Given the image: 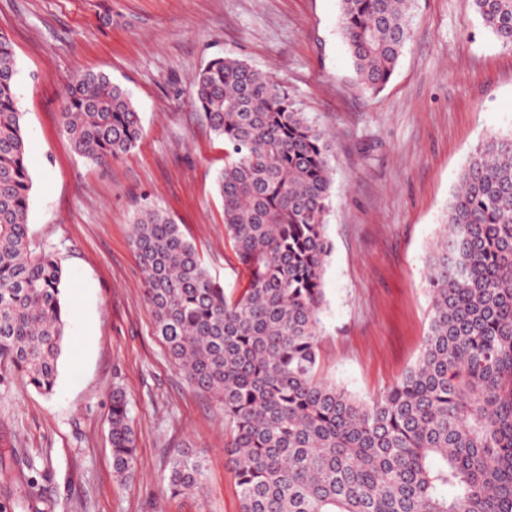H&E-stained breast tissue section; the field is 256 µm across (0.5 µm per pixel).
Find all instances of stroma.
Returning <instances> with one entry per match:
<instances>
[{"label": "stroma", "instance_id": "obj_1", "mask_svg": "<svg viewBox=\"0 0 512 512\" xmlns=\"http://www.w3.org/2000/svg\"><path fill=\"white\" fill-rule=\"evenodd\" d=\"M338 0H0V32L18 63L19 110L33 179L29 227L63 271L67 311L57 386L0 384V505L29 512H239L224 445V408L190 387L153 334L144 274L130 245L151 199L179 224L226 293L246 274L224 234L215 185L224 144L191 104L193 79L230 55L275 74L332 146L333 249L323 275L320 374L363 401L418 358L431 298L426 260L477 144L512 132V51L483 27L473 0H413L414 37L384 89L364 93L337 26ZM128 89L138 146L99 165L72 151L63 93L83 72ZM127 394L138 466L112 465L113 386ZM204 460L194 494L170 497L178 452Z\"/></svg>", "mask_w": 512, "mask_h": 512}]
</instances>
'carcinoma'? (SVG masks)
<instances>
[{
    "label": "carcinoma",
    "mask_w": 512,
    "mask_h": 512,
    "mask_svg": "<svg viewBox=\"0 0 512 512\" xmlns=\"http://www.w3.org/2000/svg\"><path fill=\"white\" fill-rule=\"evenodd\" d=\"M512 50V0H473ZM337 27L362 89L379 93L412 37L410 0H339ZM18 65L0 33V382L53 393L64 344L63 272L36 249ZM192 105L224 142V233L245 268L226 295L174 219L136 213L153 334L188 384L224 404L240 512H512V133L476 147L427 259L431 318L416 363L371 403L322 381V279L333 177L326 133L275 76L210 59ZM63 130L96 164L144 135L129 92L104 74L66 87ZM116 476L138 465L125 392L112 390ZM196 453L167 490L202 485Z\"/></svg>",
    "instance_id": "1"
}]
</instances>
